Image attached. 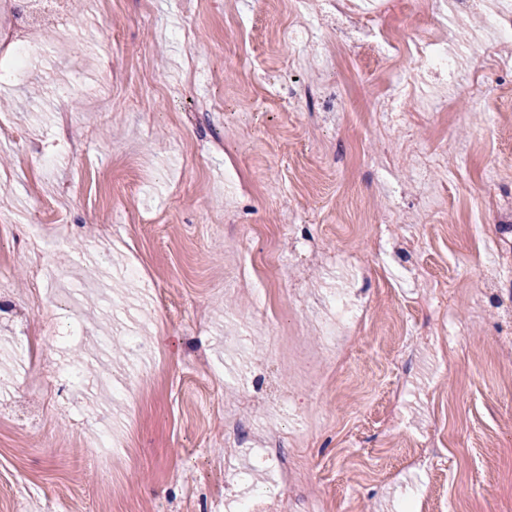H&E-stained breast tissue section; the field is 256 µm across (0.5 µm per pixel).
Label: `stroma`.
Instances as JSON below:
<instances>
[{
	"label": "stroma",
	"instance_id": "1",
	"mask_svg": "<svg viewBox=\"0 0 512 512\" xmlns=\"http://www.w3.org/2000/svg\"><path fill=\"white\" fill-rule=\"evenodd\" d=\"M275 4L65 0L69 31L35 21L40 53L0 82V219L14 222L0 234V512H234L240 497L280 512L274 439L319 512H336V486L354 512L410 497L512 512V364L497 350L512 269L469 232L485 174L512 195L500 0H450L445 79L408 50L412 0H353L343 16ZM371 31L388 60L364 57ZM493 267L498 287L481 290ZM332 292L369 318L362 335L337 329L354 350L341 384L323 337ZM432 304L467 342L456 364L422 327ZM433 429L450 444L432 470L399 465ZM101 433L121 441L103 493L80 446Z\"/></svg>",
	"mask_w": 512,
	"mask_h": 512
}]
</instances>
